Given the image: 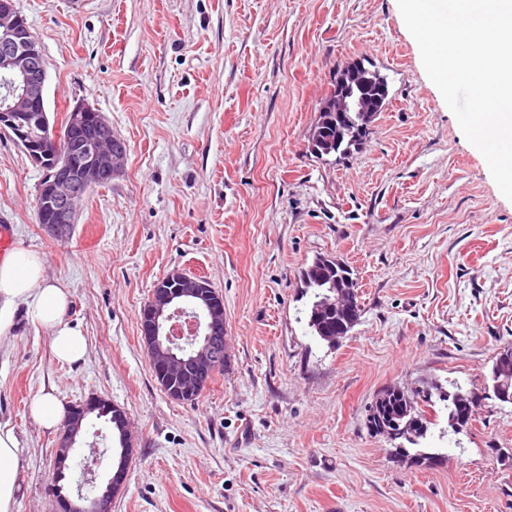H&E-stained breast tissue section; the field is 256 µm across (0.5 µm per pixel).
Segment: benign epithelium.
<instances>
[{
  "label": "benign epithelium",
  "mask_w": 512,
  "mask_h": 512,
  "mask_svg": "<svg viewBox=\"0 0 512 512\" xmlns=\"http://www.w3.org/2000/svg\"><path fill=\"white\" fill-rule=\"evenodd\" d=\"M0 74L7 79L8 87L0 98V130L11 135L30 160L45 171L44 184L39 190L40 223L53 234L62 235L75 223L77 208L87 191L111 181L121 172L127 156L125 143L98 111L78 101L71 108L70 123L89 126L90 136L75 153L45 150L50 131L44 99L46 63L40 42L16 9L14 0H0ZM334 87L336 96L322 111L333 113L339 128L347 124L348 113H356L361 133L386 105L389 95L384 78L361 63L344 66ZM322 125L320 118L309 137V148L316 155L326 147ZM355 287L356 282L350 276L336 279L314 321H319L324 311L355 317L358 311L353 298ZM183 305L193 309L197 322V332L186 348L175 344L171 334V321L182 312ZM140 320L154 374L160 379L174 380L186 394L198 392L206 384L212 366L225 356L223 297L198 277L173 271L166 275V286L153 290L141 309ZM453 400L460 408L457 425L468 426L474 400L468 395H456ZM92 414L106 418L120 432L123 448L116 466L108 471L106 483L94 487L90 497L78 495L76 501L59 495V512H112V499L126 483L133 454L126 413L96 395L69 407L55 448L54 468L61 471L66 466L74 454L84 421Z\"/></svg>",
  "instance_id": "obj_1"
}]
</instances>
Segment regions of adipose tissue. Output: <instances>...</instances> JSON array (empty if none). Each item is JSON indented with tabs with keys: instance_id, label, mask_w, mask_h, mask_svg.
<instances>
[{
	"instance_id": "1",
	"label": "adipose tissue",
	"mask_w": 512,
	"mask_h": 512,
	"mask_svg": "<svg viewBox=\"0 0 512 512\" xmlns=\"http://www.w3.org/2000/svg\"><path fill=\"white\" fill-rule=\"evenodd\" d=\"M69 305L68 289L48 275L41 254L17 251L0 260V339L12 336L23 318L49 331L50 349L58 361L78 363L85 355L86 340L66 320ZM22 463L14 428L0 423V512H15Z\"/></svg>"
}]
</instances>
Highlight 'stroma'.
I'll return each mask as SVG.
<instances>
[{"mask_svg": "<svg viewBox=\"0 0 512 512\" xmlns=\"http://www.w3.org/2000/svg\"><path fill=\"white\" fill-rule=\"evenodd\" d=\"M39 40L53 121L82 100L128 149L66 234L39 224L44 172L0 130V228L72 295L83 361L47 330L0 343V418L24 448L17 512H58L57 431L29 406L97 394L124 408L135 453L112 512H512V405L486 394L512 344V201L428 78L397 0H15ZM360 60L389 96L344 159L309 136L337 70ZM344 262L361 316L313 336L302 272ZM205 277L224 299V370L191 403L154 378L139 318L159 279ZM458 380L479 394L461 447L417 467L370 435L388 386ZM118 445L98 421L84 457Z\"/></svg>", "mask_w": 512, "mask_h": 512, "instance_id": "35a3bbf8", "label": "stroma"}]
</instances>
